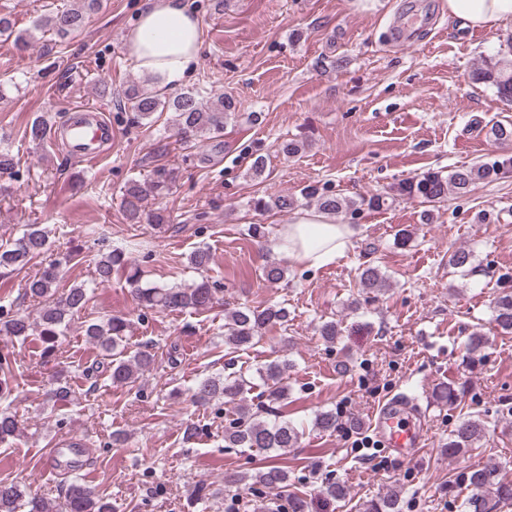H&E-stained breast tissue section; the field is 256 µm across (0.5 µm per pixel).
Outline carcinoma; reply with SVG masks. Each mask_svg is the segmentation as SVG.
Here are the masks:
<instances>
[{"instance_id":"carcinoma-1","label":"carcinoma","mask_w":512,"mask_h":512,"mask_svg":"<svg viewBox=\"0 0 512 512\" xmlns=\"http://www.w3.org/2000/svg\"><path fill=\"white\" fill-rule=\"evenodd\" d=\"M75 8L58 9L39 18L34 30L24 33L13 29L11 19L0 14V39L12 41L18 49L28 47L35 39V33L52 32L59 43L80 31L86 20L103 9L105 0H78ZM473 78L481 83L492 85L499 98L512 104V58H490L475 69ZM126 103L135 112L137 122L149 121L157 112L175 114L174 125L187 137L197 141H217L224 133V124L235 108L232 98L215 94L203 87L195 92L185 93L174 98H165L149 85L132 84L124 91ZM51 133L49 123L44 119L35 120L26 130V136L33 141H43ZM488 135L498 144L512 143V122L493 121ZM512 170V157L489 160L471 166H462L443 175L441 171L428 170L421 175L398 182L385 193H374L358 199L342 196L327 187L308 185L301 190L306 202L317 210L334 216H353L367 207L372 210L387 207L398 198L419 199L423 203L435 205L444 203L450 194H466L478 183H491ZM173 174L164 167L153 172L149 187L132 179L123 190V207L126 219L131 224H153L161 226L169 223V215L163 209L145 211L143 202L147 194L163 196L171 189ZM259 209L276 208L289 212L297 207V200L283 195L269 200L255 201ZM48 232L39 224L28 225L21 237L13 242L0 245V268L22 269L33 258L42 254L48 246ZM64 261L45 267L38 275L28 280L25 295L37 301L36 323L41 335L48 341H56L77 313L85 309L93 298L94 289L84 285H74L59 292V268ZM473 263L472 253L459 248L448 252V266L466 271ZM127 268L128 281L135 288L140 305L145 309L169 311H204L212 307L217 288L207 281L193 286L143 287L138 267L130 260L123 248H115L100 258L96 265L93 284L103 285L112 278V270ZM286 268L279 262H270L262 268V278L276 284L282 281ZM361 288L371 294L381 291L385 279L380 269L368 264L358 273ZM288 320V311L283 307L269 305L263 308L243 304L228 312L224 323V345L238 351L260 341L262 331ZM491 323L495 330L512 334V289H502L495 298ZM129 322L112 316L100 323H90L85 327V336L101 350L107 360L109 378L117 384H132L139 375L148 371L153 364L149 350H141L125 357V337ZM31 329L30 316L17 312H0V336L21 338ZM486 343L485 334L475 329L468 341L469 360L481 358ZM288 364L277 360L269 361L256 369V374L266 383L267 400L271 404L288 399V385L285 383ZM14 375L9 365L0 363V401L9 399ZM251 389V381L246 373L239 370L224 375L207 376L195 381L190 388L192 400L201 405L222 399L235 405V417L224 426V443L227 448H258L268 452H286L293 448L304 435V428L287 419L278 417L270 420L252 410L246 402L245 394ZM338 426L336 413L320 411L316 413L311 428L318 432H333ZM21 432L20 422L10 411V406L0 408V445H8ZM486 424L478 417L463 419L448 436V454L466 453L485 435ZM464 481L473 489V494L461 504V512H495L501 506L512 502V480L500 476L495 466L473 467L464 475ZM237 482L256 484L269 488H280L288 484V471L278 465H269L254 474H243ZM400 492L390 488L379 499L365 505L364 512H400ZM27 512H112V506L94 497L86 486L82 475L74 472L64 489L63 502L59 507L49 502L31 497L24 488L14 482L0 481V512H17L20 507Z\"/></svg>"}]
</instances>
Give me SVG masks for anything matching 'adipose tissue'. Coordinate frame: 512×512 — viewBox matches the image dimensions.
<instances>
[{"instance_id":"obj_1","label":"adipose tissue","mask_w":512,"mask_h":512,"mask_svg":"<svg viewBox=\"0 0 512 512\" xmlns=\"http://www.w3.org/2000/svg\"><path fill=\"white\" fill-rule=\"evenodd\" d=\"M446 5L449 18L473 29L512 23V0H446ZM203 27L186 0H152L127 37L128 54L139 70L177 86L199 57ZM354 234L352 225L337 223L335 216L304 210L277 228L268 247L297 264L322 268L343 256Z\"/></svg>"}]
</instances>
